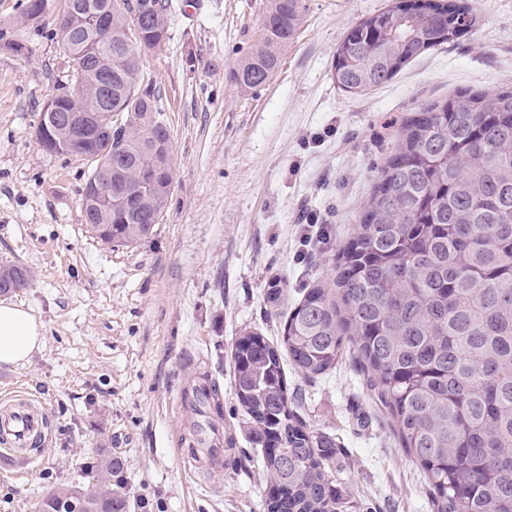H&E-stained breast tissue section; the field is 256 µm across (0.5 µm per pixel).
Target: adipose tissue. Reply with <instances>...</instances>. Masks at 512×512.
<instances>
[{
  "instance_id": "adipose-tissue-1",
  "label": "adipose tissue",
  "mask_w": 512,
  "mask_h": 512,
  "mask_svg": "<svg viewBox=\"0 0 512 512\" xmlns=\"http://www.w3.org/2000/svg\"><path fill=\"white\" fill-rule=\"evenodd\" d=\"M42 325L28 311L0 305V363L18 364L41 349Z\"/></svg>"
}]
</instances>
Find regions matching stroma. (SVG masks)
I'll return each instance as SVG.
<instances>
[{"mask_svg": "<svg viewBox=\"0 0 512 512\" xmlns=\"http://www.w3.org/2000/svg\"><path fill=\"white\" fill-rule=\"evenodd\" d=\"M22 0H0V31L28 57L0 49V263L27 267L0 302L28 310L44 344L27 363L0 364V396L26 390L47 407L52 438L17 476L0 455V512H35L103 446L124 462L131 512H266L262 453L243 423L230 351L237 336L282 335L287 309L331 281L334 256L393 155L403 120L460 90L512 86V0H472L479 16L461 41L426 52L388 84L339 89L336 47L386 0H302L303 20L262 87L233 74L262 37L267 0H174L168 37L142 57L170 132L174 190L151 235L117 246L86 226L88 165L44 151L34 133L44 104L72 84L55 33L64 0L21 21ZM326 222L328 244L305 245L301 213ZM280 281L284 303L267 300ZM223 392L220 474L189 472L191 413L180 400L197 372ZM304 415L336 440L333 477L359 512H432L422 471L391 419L368 397L351 360L311 381L287 368Z\"/></svg>", "mask_w": 512, "mask_h": 512, "instance_id": "35a3bbf8", "label": "stroma"}]
</instances>
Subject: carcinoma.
I'll return each instance as SVG.
<instances>
[{
    "label": "carcinoma",
    "instance_id": "obj_1",
    "mask_svg": "<svg viewBox=\"0 0 512 512\" xmlns=\"http://www.w3.org/2000/svg\"><path fill=\"white\" fill-rule=\"evenodd\" d=\"M108 10L104 27L58 28L80 93H56L40 112L46 151L86 155L85 221L107 244L132 245L158 223L173 193L170 133L141 54L167 38L171 0H64L62 21ZM302 22L301 0H268L264 37L234 76L265 85ZM467 0H389L345 31L333 76L351 94L389 83L428 50L470 35ZM84 146L49 113L96 107ZM398 152L377 171L355 234L341 248L332 285L306 289L280 343L245 331L232 347L234 393L261 447L268 512H350L331 464L335 439L300 413L284 359L316 379L346 358L395 422L422 469L436 512H512V88L458 91L406 118ZM112 168V199L98 174ZM29 271L0 264V293L28 285ZM123 462L97 448L86 480L61 484L37 512H127Z\"/></svg>",
    "mask_w": 512,
    "mask_h": 512
}]
</instances>
